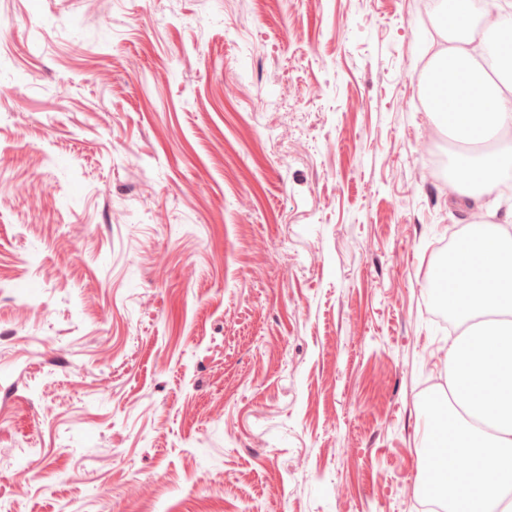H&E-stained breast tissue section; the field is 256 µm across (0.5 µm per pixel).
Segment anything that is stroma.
Returning a JSON list of instances; mask_svg holds the SVG:
<instances>
[{
  "mask_svg": "<svg viewBox=\"0 0 512 512\" xmlns=\"http://www.w3.org/2000/svg\"><path fill=\"white\" fill-rule=\"evenodd\" d=\"M441 45L421 0H0V503L417 512Z\"/></svg>",
  "mask_w": 512,
  "mask_h": 512,
  "instance_id": "stroma-1",
  "label": "stroma"
}]
</instances>
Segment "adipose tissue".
<instances>
[{"label":"adipose tissue","mask_w":512,"mask_h":512,"mask_svg":"<svg viewBox=\"0 0 512 512\" xmlns=\"http://www.w3.org/2000/svg\"><path fill=\"white\" fill-rule=\"evenodd\" d=\"M497 10H441L443 48L420 85L436 130L454 142L448 186L471 206L469 232L440 275L449 310L467 322L443 362L446 415L435 429L445 452L432 471L445 512H512V211L488 221L480 201L512 182V26ZM464 468H457V461Z\"/></svg>","instance_id":"ef3b65f1"}]
</instances>
